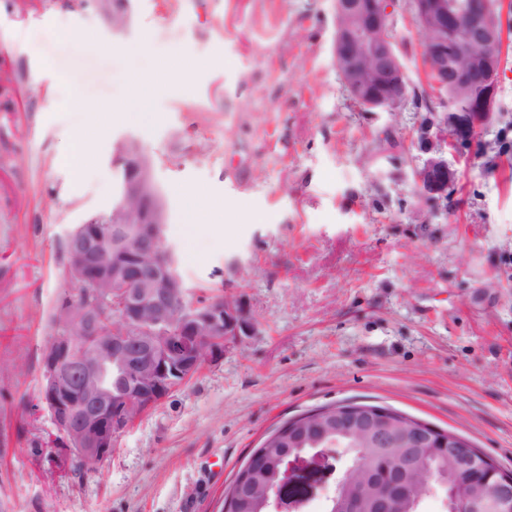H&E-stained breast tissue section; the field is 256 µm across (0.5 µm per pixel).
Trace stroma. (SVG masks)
Wrapping results in <instances>:
<instances>
[{"label":"stroma","instance_id":"stroma-1","mask_svg":"<svg viewBox=\"0 0 512 512\" xmlns=\"http://www.w3.org/2000/svg\"><path fill=\"white\" fill-rule=\"evenodd\" d=\"M129 5L118 31L79 0H0V512H221L272 430L338 401L457 432L512 471V0L497 118L436 201L414 189L422 110L350 101L334 0ZM390 30L410 88L428 90L408 0ZM147 78L145 125L130 96ZM127 138L152 163L189 293L241 298L258 330L74 473L44 443L40 363L71 288L65 240L115 202ZM190 193L210 223H188ZM332 464L300 482L306 512L349 460Z\"/></svg>","mask_w":512,"mask_h":512}]
</instances>
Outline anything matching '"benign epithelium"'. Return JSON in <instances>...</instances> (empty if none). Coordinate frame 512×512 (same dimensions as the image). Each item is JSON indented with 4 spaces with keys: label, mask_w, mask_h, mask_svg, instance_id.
<instances>
[{
    "label": "benign epithelium",
    "mask_w": 512,
    "mask_h": 512,
    "mask_svg": "<svg viewBox=\"0 0 512 512\" xmlns=\"http://www.w3.org/2000/svg\"><path fill=\"white\" fill-rule=\"evenodd\" d=\"M107 17H127V0H92ZM394 0H335L336 35L333 58L336 70L353 103L362 111L395 112L410 101L405 67L390 32ZM412 12L422 32L437 37L427 42L434 63L433 90L446 100L447 111L416 129L415 140L425 155L414 170L418 193L426 198L448 196V184L457 170L448 156L487 128L496 115L502 72L504 37L499 26L497 0H474L467 12L451 11L448 0H413ZM456 64L448 66V55ZM115 162L125 170L124 196L138 204L134 214L112 223L128 246V261L105 260L108 229L89 215L66 242L71 279L81 288L84 308L70 305L57 312L62 327L42 365L41 397L52 414L57 433L69 454L93 465L111 452L138 413L158 405L177 386L205 366L224 357L229 342L253 336L257 326L244 303L237 299L192 302L178 313L175 302L184 299L182 281L170 271L172 250L164 245L166 202L151 164L134 139L119 143ZM112 281V294L100 293L102 277ZM114 309L121 330L107 329L102 310ZM336 430L368 434L373 443L390 448L399 442L407 451L393 459L407 494L418 495L429 481L416 448H445L451 466L462 472L466 484L480 481L486 458L459 436L423 424L403 425L382 408L341 403L329 411ZM311 454L327 456L324 449L300 452L284 459L280 480L272 487V512H286L281 490L291 463ZM376 483L371 469L355 482L351 510L355 512L369 487ZM490 495L503 512H512V474L494 483ZM458 512H483L464 488L454 494Z\"/></svg>",
    "instance_id": "benign-epithelium-1"
}]
</instances>
